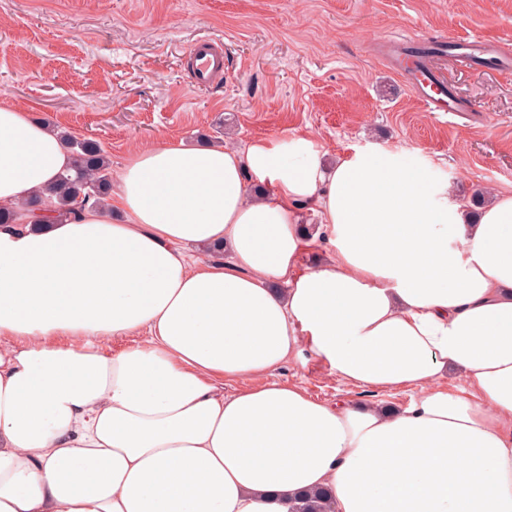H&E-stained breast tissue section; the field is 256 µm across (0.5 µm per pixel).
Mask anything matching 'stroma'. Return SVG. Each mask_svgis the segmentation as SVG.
<instances>
[{"mask_svg":"<svg viewBox=\"0 0 512 512\" xmlns=\"http://www.w3.org/2000/svg\"><path fill=\"white\" fill-rule=\"evenodd\" d=\"M472 35L512 56V0H0V102L99 142L116 171L166 141L301 136L329 163L367 145L422 158L467 200L512 192V73L430 58L470 106L430 112L388 54L401 38ZM201 38L223 46L225 72L196 88L185 54ZM274 377L361 404L419 393L349 385L313 359Z\"/></svg>","mask_w":512,"mask_h":512,"instance_id":"1","label":"stroma"}]
</instances>
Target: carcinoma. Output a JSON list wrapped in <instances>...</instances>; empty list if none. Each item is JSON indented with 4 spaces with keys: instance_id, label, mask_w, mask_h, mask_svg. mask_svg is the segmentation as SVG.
<instances>
[{
    "instance_id": "carcinoma-1",
    "label": "carcinoma",
    "mask_w": 512,
    "mask_h": 512,
    "mask_svg": "<svg viewBox=\"0 0 512 512\" xmlns=\"http://www.w3.org/2000/svg\"><path fill=\"white\" fill-rule=\"evenodd\" d=\"M60 137L71 155L70 167L55 182L21 208L34 210L49 202L59 218H76L83 206L104 204L111 187V162L99 143L78 140L62 132ZM288 512H335L331 494L323 489L306 491L291 498Z\"/></svg>"
}]
</instances>
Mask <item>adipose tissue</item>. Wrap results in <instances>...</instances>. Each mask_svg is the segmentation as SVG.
Returning <instances> with one entry per match:
<instances>
[{
	"label": "adipose tissue",
	"mask_w": 512,
	"mask_h": 512,
	"mask_svg": "<svg viewBox=\"0 0 512 512\" xmlns=\"http://www.w3.org/2000/svg\"><path fill=\"white\" fill-rule=\"evenodd\" d=\"M70 161L0 103L1 208ZM303 204L334 245L313 267ZM211 244L230 259L186 251ZM311 358L420 393L359 407L272 380ZM320 487L336 512H512V193L474 214L399 151L329 169L304 137L167 142L112 207L0 226V512H288Z\"/></svg>",
	"instance_id": "1"
}]
</instances>
